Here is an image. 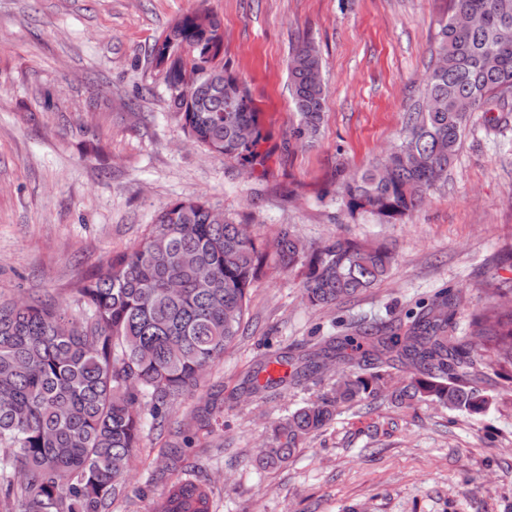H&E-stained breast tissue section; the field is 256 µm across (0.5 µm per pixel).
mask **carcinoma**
<instances>
[{
	"instance_id": "1",
	"label": "carcinoma",
	"mask_w": 512,
	"mask_h": 512,
	"mask_svg": "<svg viewBox=\"0 0 512 512\" xmlns=\"http://www.w3.org/2000/svg\"><path fill=\"white\" fill-rule=\"evenodd\" d=\"M458 15L482 24L462 29ZM212 14L175 20L151 53L168 58L164 84L170 110L183 132L205 151L251 164L265 137L258 112L237 75L211 62L222 38L204 37ZM426 76L430 112L409 115L399 142L381 160L336 189L340 209L394 224L411 214L429 191L448 181L469 120L456 109L491 111L512 94V0H450ZM322 69L319 50L297 46L289 62L293 129L307 143L321 135L325 86L310 74ZM301 272L303 299L335 305L389 277L395 255L382 246L337 238L312 246L284 227L273 242L229 219L201 197L161 209L143 242L107 258L76 288L77 310L49 299L0 300V512H111L125 496L130 463L141 448L146 420L169 413L195 391L243 332L250 289L270 267ZM458 296L442 290L419 302L395 326L349 323L341 336L321 338L293 357L266 356L250 372L251 393L320 376L332 359L352 370L331 389L275 422L258 449L263 468L280 467L307 438L322 431L346 405L387 398L397 407L420 402L480 414L489 399L465 385L470 353L487 352L488 364L512 370V309L487 304L469 335H453ZM406 375L392 383L389 369ZM210 408L182 423L185 447ZM162 474L186 473L188 457L163 455ZM151 512H212L211 490L178 478L153 499Z\"/></svg>"
}]
</instances>
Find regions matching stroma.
<instances>
[{
	"label": "stroma",
	"mask_w": 512,
	"mask_h": 512,
	"mask_svg": "<svg viewBox=\"0 0 512 512\" xmlns=\"http://www.w3.org/2000/svg\"><path fill=\"white\" fill-rule=\"evenodd\" d=\"M209 10L224 27V64L258 110L267 158L253 173L192 144L148 60L180 16ZM448 0H0V297L75 290L112 254L132 249L167 204L205 197L257 237L288 226L306 244L336 238L385 245L388 280L338 305L301 299L278 268L251 289L236 346L200 388L174 405L189 420L216 402L186 451L215 512H512V382L474 368L492 396L482 415L421 403L340 408L287 465L258 471L267 427L342 375L254 396L245 372L264 354L342 334L346 323H388L449 288L455 333L499 287L512 297V95L501 112L470 116L444 187L398 224L352 220L336 206L343 175L370 166L397 139L431 65ZM319 49L324 128L310 145L291 131L288 63L302 41ZM167 428L148 431L131 464L143 485Z\"/></svg>",
	"instance_id": "stroma-1"
}]
</instances>
